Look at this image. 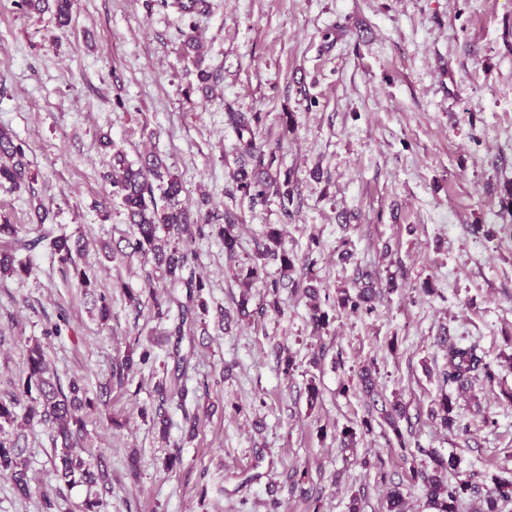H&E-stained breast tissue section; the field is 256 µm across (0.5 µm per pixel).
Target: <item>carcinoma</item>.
<instances>
[{
    "mask_svg": "<svg viewBox=\"0 0 512 512\" xmlns=\"http://www.w3.org/2000/svg\"><path fill=\"white\" fill-rule=\"evenodd\" d=\"M20 6L37 12L51 9L58 25L64 27L71 17L74 0H20ZM184 51L196 66L203 90H211L213 74L202 67L204 58L194 36L189 35L184 40ZM259 121L257 113H239L234 117L236 151L239 157L251 165L249 170L243 166L237 170L236 189L253 203L262 202L269 194H275L280 198L283 214L287 217L288 205L294 197V181L288 171H272L277 160L276 150H266L258 143L256 129ZM101 145L112 149V170L106 178L112 186V193L120 197L127 223L131 224V233L125 238V249L130 256L151 255L157 261V268L166 281L167 290L161 296L152 293L148 295L150 308L154 316L161 320L171 318L172 311H177L176 318H171V334L181 339L185 329L192 328L208 313L205 294L210 288L209 280L197 273V255L191 249V228H196L202 236L205 234L204 225L184 205V186L160 156L149 155L135 165L127 161L121 150L113 147L111 140H103ZM34 179L24 147L17 143L16 137L9 130L0 128V186L17 190ZM157 191L160 192L158 198L155 197ZM217 234L224 243V254L229 260H235L240 243L234 232V220L229 213H224V225L218 227ZM267 238L272 246L266 247L257 261L244 264L236 271V278L243 288L239 304L242 313L246 312L248 289L253 281L261 278L263 265L259 264L260 260L272 258L280 263L281 279L271 282L269 287V292L274 296L278 293L281 280L295 271V258L284 245L282 231L270 226ZM44 241L48 242L52 255L81 288L87 291L95 287L96 274L82 262L83 247L78 239L65 232L58 234L53 229H44L38 237L28 239L6 217L0 220V277L30 274L29 264L16 260V254L30 251ZM306 293L311 300V324L315 330L320 331L329 325L328 313L321 309L317 289L308 286ZM373 297L374 294L365 288L354 295L345 291L338 298V305L342 309L370 313L373 311ZM151 355V350L144 347L137 359L133 358L131 350L117 356L112 361V378L117 384L125 385L135 363L144 365L150 361ZM447 360L448 370L443 376L446 384L467 383L478 375L489 381L494 379L490 364L484 361L474 346L448 345ZM179 380L178 376L171 380L164 377L158 381L157 389L161 395L171 400L176 399L183 405L188 391L179 384ZM94 405L95 400L88 396L81 379L74 377L67 385H62L58 374L50 366L42 343L33 341L26 350L25 372L14 389L0 397V473L10 475L17 490L23 495L28 494V458L25 449L12 436L19 427L37 420L51 425L53 429L52 463L56 477L70 487L92 486L99 481H106L107 472L102 460L93 463L78 452V449L85 447L87 437V421L80 411L91 409ZM437 406L433 414L439 417L444 427H452L453 404L447 392L441 393ZM404 413L403 406L397 401L382 410V420L394 434L398 447L403 451L402 457L405 458L409 442L399 427V420ZM434 463L435 468L430 472L412 468V478L421 482L425 496L436 512H456L460 498L473 491L475 486L468 480H458L453 485L448 483L443 472L454 469L453 460L436 458ZM511 499L512 484L498 483L487 494V512H498V503Z\"/></svg>",
    "mask_w": 512,
    "mask_h": 512,
    "instance_id": "carcinoma-1",
    "label": "carcinoma"
}]
</instances>
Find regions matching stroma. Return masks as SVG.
Wrapping results in <instances>:
<instances>
[{"label": "stroma", "instance_id": "35a3bbf8", "mask_svg": "<svg viewBox=\"0 0 512 512\" xmlns=\"http://www.w3.org/2000/svg\"><path fill=\"white\" fill-rule=\"evenodd\" d=\"M209 3L189 16L159 0H75L61 28L52 12L0 0V127L23 143L35 173L28 187L0 188V215L26 231L42 206L47 223L67 225L112 309L102 325L95 295L49 250L27 253L31 276L0 280V394L22 375L35 339L61 381L78 376L102 394L86 444L110 471L109 488L92 491L98 512H348L355 494L361 512H385L393 486L409 512H434L410 468H432L435 455L455 459L448 481L474 477L480 490L457 512H479L494 480L512 481V242L502 231L512 224V0ZM192 34L215 76L209 95L183 52ZM233 112L260 114L259 140L293 175L289 208L237 191ZM104 137L133 162L159 153L202 223L238 216L240 263L256 259L268 225L283 226L297 265H312L327 295V329L313 332L301 289L269 294L280 277L272 260L252 287L249 317L222 328L216 309L235 311L241 288L209 232L192 244L211 283L194 341L136 312L128 292L144 296L164 281L153 260L101 255L130 230L102 178ZM368 277L380 292L374 311L340 309L339 291ZM63 315L60 335L46 336ZM444 337L477 346L494 381L463 393L444 384ZM137 343L150 362L103 392L113 357ZM283 346L294 359L287 374ZM180 353L191 356L182 406L156 390ZM370 362L380 395L407 408L400 426L411 461L388 427L361 429L371 402L358 375ZM444 392L455 402L449 429L430 415ZM188 412L200 420L193 437ZM347 428L356 432L350 448L341 444ZM20 444L30 494L0 475V512H43L47 497L54 512H84L92 492L49 474L48 425L26 427Z\"/></svg>", "mask_w": 512, "mask_h": 512}]
</instances>
